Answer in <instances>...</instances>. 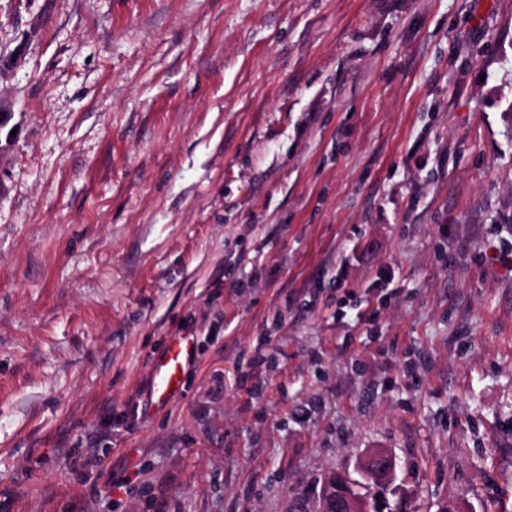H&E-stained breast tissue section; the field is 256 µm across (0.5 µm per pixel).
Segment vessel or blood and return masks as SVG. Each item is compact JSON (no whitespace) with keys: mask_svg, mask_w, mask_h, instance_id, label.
<instances>
[{"mask_svg":"<svg viewBox=\"0 0 512 512\" xmlns=\"http://www.w3.org/2000/svg\"><path fill=\"white\" fill-rule=\"evenodd\" d=\"M196 361L193 334L179 331L169 336L164 350L151 365V396L156 405H165L182 392L185 375Z\"/></svg>","mask_w":512,"mask_h":512,"instance_id":"1","label":"vessel or blood"}]
</instances>
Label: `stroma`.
<instances>
[{"label":"stroma","mask_w":512,"mask_h":512,"mask_svg":"<svg viewBox=\"0 0 512 512\" xmlns=\"http://www.w3.org/2000/svg\"><path fill=\"white\" fill-rule=\"evenodd\" d=\"M511 104L512 0H0V512H512ZM196 337L179 331L168 337L162 353L151 365L150 383L153 403L162 406L183 391L184 378L197 361ZM358 472L364 482L356 481L345 473H334L326 477L316 494L319 503L318 511L370 512V505L365 499L352 492L354 486L368 483L373 487L391 490V486L397 480V463L392 455L379 450L360 461ZM370 486H366L368 490L361 494L371 497Z\"/></svg>","instance_id":"stroma-1"}]
</instances>
